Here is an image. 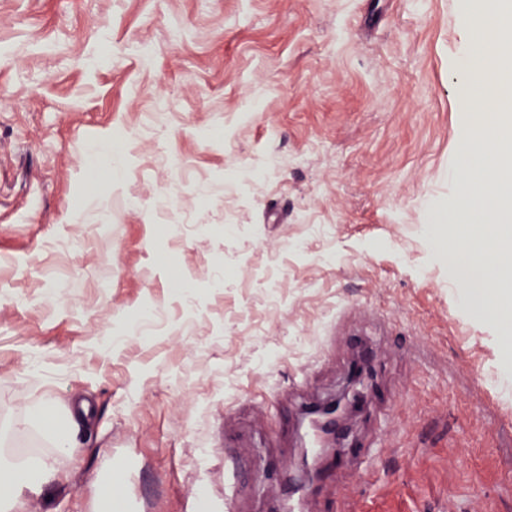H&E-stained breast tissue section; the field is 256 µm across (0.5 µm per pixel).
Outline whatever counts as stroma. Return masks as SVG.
Segmentation results:
<instances>
[{
	"mask_svg": "<svg viewBox=\"0 0 512 512\" xmlns=\"http://www.w3.org/2000/svg\"><path fill=\"white\" fill-rule=\"evenodd\" d=\"M463 0H0V447L89 401L81 464L23 512H278L298 405L357 346L401 396L351 407L362 465L307 512H512V315L437 248L470 132ZM155 65L143 67L140 45ZM336 263H325L327 254ZM207 468L196 465L198 453ZM243 467L234 457L224 459V500L217 508L207 503L208 511L234 512L237 510V491L242 479Z\"/></svg>",
	"mask_w": 512,
	"mask_h": 512,
	"instance_id": "1",
	"label": "stroma"
}]
</instances>
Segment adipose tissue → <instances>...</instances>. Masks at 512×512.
<instances>
[{
    "label": "adipose tissue",
    "instance_id": "1",
    "mask_svg": "<svg viewBox=\"0 0 512 512\" xmlns=\"http://www.w3.org/2000/svg\"><path fill=\"white\" fill-rule=\"evenodd\" d=\"M89 416L87 403L79 400L62 412L46 402L26 414L25 424L40 430L49 449L22 456L0 454V512H21L25 491L57 483L58 463L70 457L84 436Z\"/></svg>",
    "mask_w": 512,
    "mask_h": 512
}]
</instances>
